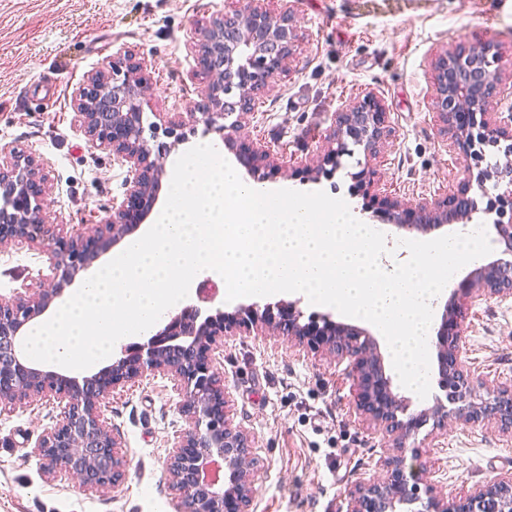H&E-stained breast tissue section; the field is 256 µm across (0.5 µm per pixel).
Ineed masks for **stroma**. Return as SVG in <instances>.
I'll use <instances>...</instances> for the list:
<instances>
[{"label": "stroma", "instance_id": "1", "mask_svg": "<svg viewBox=\"0 0 512 512\" xmlns=\"http://www.w3.org/2000/svg\"><path fill=\"white\" fill-rule=\"evenodd\" d=\"M245 0H0V149L40 157L49 222L101 224L122 200L126 170L80 126L73 90L111 71L127 52L144 60L146 112H182L186 152L203 137L202 79L189 47L201 28ZM293 60L264 94L246 132L288 167L270 186L323 191L370 218L372 194L417 204L459 194L466 161L454 151L435 108L434 61L474 45L489 26L493 69L502 77L494 112L512 113V0H294ZM382 100L390 133L375 157L343 156L337 170L311 178L342 106ZM370 168L368 191L355 178ZM46 254L17 246L0 252V294L36 282ZM463 356L473 378L512 385V298L469 307ZM215 365L234 425L249 431L257 464L249 512H346L355 484L378 472L389 448L356 411L350 361L282 340L228 336ZM173 381L149 374L113 393L104 417L128 455L121 483L101 493L67 474L45 476L34 445L56 407L38 399L0 415V512H171L167 450L185 428ZM430 426L405 443L406 468L432 465L442 493L456 496L512 470V433L494 422L449 427L435 448Z\"/></svg>", "mask_w": 512, "mask_h": 512}]
</instances>
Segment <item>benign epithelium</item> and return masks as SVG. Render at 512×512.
I'll list each match as a JSON object with an SVG mask.
<instances>
[{
	"label": "benign epithelium",
	"instance_id": "benign-epithelium-1",
	"mask_svg": "<svg viewBox=\"0 0 512 512\" xmlns=\"http://www.w3.org/2000/svg\"><path fill=\"white\" fill-rule=\"evenodd\" d=\"M268 2L247 0L243 8L213 20L202 39L191 46L204 75L199 89L205 101L203 123L227 141L243 133L255 99L285 71L291 57V5L286 2L274 12L266 7ZM490 51L489 46L458 48L438 56L434 66L439 115L454 133L453 144L467 147L477 164L482 159L477 146L512 140V114L502 117L488 110L489 99L501 85L500 73L485 66ZM143 70L144 63L129 53L124 64L112 65V75L99 71L72 92L85 134L109 147L113 160L127 168L125 197L112 205L106 224L68 233L49 223L43 208V163L14 152L0 159V248H45L49 270L39 274V286L23 284L8 296L0 295V411H13L38 398L56 403L55 423L35 445L45 471H63L88 491L103 492L121 482L128 460L104 420V403L115 390L157 372L179 387V408L187 422L166 458L174 512H247L256 465L252 439L230 421L227 393L211 358L228 332L282 338L352 359L356 410L393 448L403 447L429 420L435 429L447 427L451 420H496L512 428V386L474 381L460 345L468 306L487 295L512 297V224L503 222L506 208L512 205L509 146L505 165L481 170L476 181L481 195L495 197L482 211L465 192L417 203L413 223L406 220L410 206L402 201L393 199L383 208L396 228L421 234L454 219L470 222L481 212L484 220L492 221L503 245L501 257L472 271L445 304L435 348L443 387L451 392L449 406L438 401L418 415L408 413L407 400L392 390L371 333L337 323L328 314L312 315L303 323L297 301L268 305L262 312L252 304L231 316L220 309L205 315L200 305L189 304L168 317L146 342L123 347L119 357L80 379L29 362L22 352L26 325L61 298L63 286L89 268L99 251L132 235L157 199L165 154L150 145L159 124L147 122L144 112L149 87ZM386 115L384 105L373 96L344 106L336 113L320 166L338 168L339 158L352 146L362 148L367 158L374 156L386 137ZM154 116L162 117L174 144L185 141L183 113ZM230 117L233 121L224 124ZM238 162L256 183L279 172L274 158L258 144L242 147ZM403 463L398 455L382 459L380 466L390 475L358 482L349 493L347 512H512V471L450 499L437 492L434 471L427 465H419L418 472L407 477ZM417 503L419 508L403 510Z\"/></svg>",
	"mask_w": 512,
	"mask_h": 512
}]
</instances>
